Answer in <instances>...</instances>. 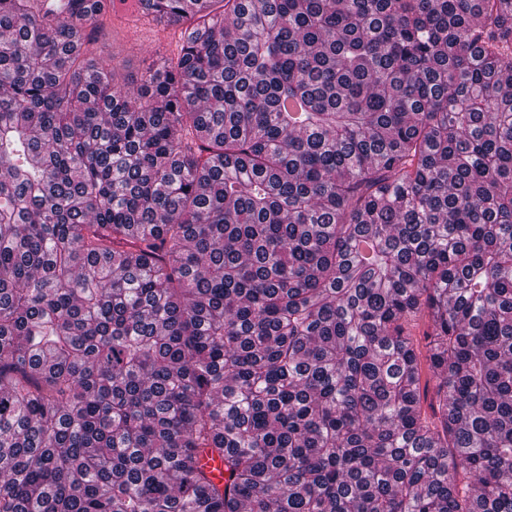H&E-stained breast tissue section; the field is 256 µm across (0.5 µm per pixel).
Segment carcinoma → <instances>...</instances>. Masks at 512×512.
I'll use <instances>...</instances> for the list:
<instances>
[{
    "instance_id": "cac0c4a2",
    "label": "carcinoma",
    "mask_w": 512,
    "mask_h": 512,
    "mask_svg": "<svg viewBox=\"0 0 512 512\" xmlns=\"http://www.w3.org/2000/svg\"><path fill=\"white\" fill-rule=\"evenodd\" d=\"M142 2L0 0V512H512V0ZM126 4L116 3L115 8H112V20L105 22L99 36V44L111 53L121 50L122 56L129 61L133 79H136L139 77L143 60L149 57H173L178 53V31L176 26L160 31L145 19L139 29H126L137 28L142 18L141 5L131 7Z\"/></svg>"
}]
</instances>
